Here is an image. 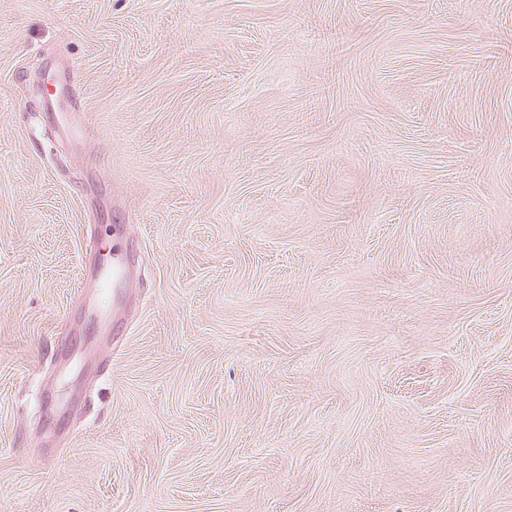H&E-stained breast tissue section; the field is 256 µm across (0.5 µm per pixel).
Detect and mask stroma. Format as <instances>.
I'll return each instance as SVG.
<instances>
[{"mask_svg":"<svg viewBox=\"0 0 512 512\" xmlns=\"http://www.w3.org/2000/svg\"><path fill=\"white\" fill-rule=\"evenodd\" d=\"M0 512H512V0H0Z\"/></svg>","mask_w":512,"mask_h":512,"instance_id":"stroma-1","label":"stroma"}]
</instances>
